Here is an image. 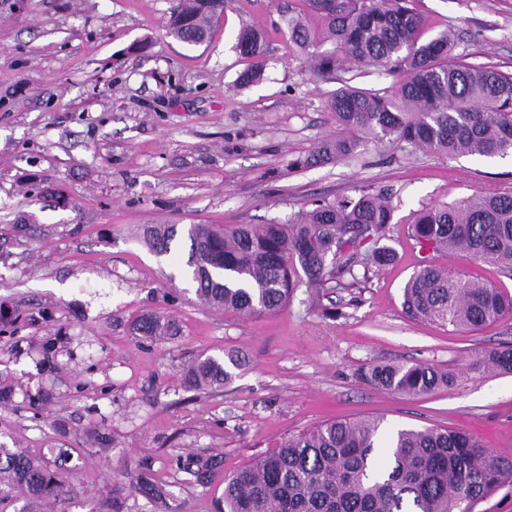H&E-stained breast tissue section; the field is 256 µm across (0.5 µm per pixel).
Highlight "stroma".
<instances>
[{"label":"stroma","mask_w":512,"mask_h":512,"mask_svg":"<svg viewBox=\"0 0 512 512\" xmlns=\"http://www.w3.org/2000/svg\"><path fill=\"white\" fill-rule=\"evenodd\" d=\"M176 0H0V303L17 331L0 334V444L35 456L81 445L66 479V512L87 500L151 512L130 486L150 468L186 512H214L223 485L201 486L177 456L220 454L230 475L284 438L334 418H377L388 430L449 428L512 457V373L479 367L512 345V312L473 332L410 318L403 288L424 255L410 237L414 211L512 184V158L448 159L389 138L349 159L297 167L334 136L333 81L311 73V52L287 20L323 21L303 0H230L210 39L171 37ZM429 34L454 31L469 61L512 73V0H415ZM245 27L267 33L264 76L241 87L235 49ZM388 190L392 265L355 288L300 285L276 313L240 316L202 306L173 255L139 239L145 224L284 222L317 200ZM155 311L180 333L151 342L130 322ZM75 357L37 370L55 332ZM237 348L249 356L223 392L187 389L185 368ZM376 364H428L451 386L408 395L362 381ZM51 394L31 409L25 390ZM98 427L110 451L84 443Z\"/></svg>","instance_id":"stroma-1"}]
</instances>
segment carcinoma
<instances>
[{
	"label": "carcinoma",
	"mask_w": 512,
	"mask_h": 512,
	"mask_svg": "<svg viewBox=\"0 0 512 512\" xmlns=\"http://www.w3.org/2000/svg\"><path fill=\"white\" fill-rule=\"evenodd\" d=\"M325 21L335 51L313 56L312 72L336 79L346 62L376 66L404 78L376 91L341 81L327 100L338 132L324 139L301 166L352 155L364 138L392 137L438 155L512 157V74L453 54L455 40L442 32L423 39L424 20L414 0H304ZM228 0H178L168 31L180 42L205 43ZM293 42L314 45L301 18L289 20ZM266 35L244 28L235 49L252 60L237 78L248 86L263 79L259 58ZM394 206L379 190L352 198L314 203L287 223L191 224L188 275L200 303L251 315L275 312L295 290L351 288L368 280L370 268L391 265L396 250L387 238ZM175 224H151L143 241L158 255L171 253ZM411 237L422 252H459L494 265L512 277V186H499L454 203L427 205L411 220ZM403 307L413 319L477 330L512 311V297L426 259L407 281ZM134 335L165 340L178 334L175 319L144 312L131 324ZM73 352L43 345L41 364L57 365ZM480 364L512 372V346L484 352ZM248 363L240 350L224 358L197 359L184 382L209 393L224 389L233 371ZM368 384L419 395L450 385L453 375L431 365H374L362 373ZM380 420L333 419L295 436L224 478L216 512H472L475 503L512 479V458L478 437L454 430L397 431L389 445L379 438ZM70 449L54 460L0 447V505L10 490L26 498L22 512H40L45 501L64 504L71 488L61 476ZM223 463L218 455L177 458L179 470L199 485L212 483ZM132 487L146 503L164 512H184L169 504L166 485L139 471Z\"/></svg>",
	"instance_id": "carcinoma-1"
}]
</instances>
